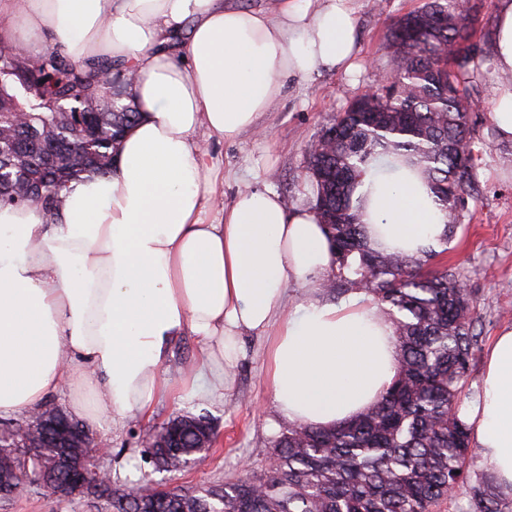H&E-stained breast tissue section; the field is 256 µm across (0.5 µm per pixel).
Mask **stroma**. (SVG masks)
Wrapping results in <instances>:
<instances>
[{
  "instance_id": "1",
  "label": "stroma",
  "mask_w": 512,
  "mask_h": 512,
  "mask_svg": "<svg viewBox=\"0 0 512 512\" xmlns=\"http://www.w3.org/2000/svg\"><path fill=\"white\" fill-rule=\"evenodd\" d=\"M425 0H353L358 52L349 73L323 72L305 81L290 83L275 111L266 113L268 139L245 137L233 142L204 140L213 163L224 174L223 192L232 196L240 179L259 176L260 186L276 191L291 206L311 204L313 188L307 174L308 147L349 102L372 88L379 76L393 66L386 45L391 23L417 10ZM474 6V39L483 54L484 71L475 73L467 92L474 103L472 148L477 192L467 204L465 217L448 244L446 258L457 266L460 282L472 300L482 325V346L468 389L481 386L487 353L500 331L512 326V142L497 140L489 119V68L497 0H470ZM243 355L222 398L201 399L182 394L159 401L150 419L134 418L119 427L106 420L90 423L96 441L108 450L101 465L115 479L137 480L149 475L161 481L163 473L142 458V440L173 416L190 412L210 418L219 438L212 458L189 467L179 478L184 486L224 480L269 464L271 438L287 420L273 406V392L266 376L267 340L247 335ZM99 501L75 498L60 501L38 489L11 501H0V512H100Z\"/></svg>"
}]
</instances>
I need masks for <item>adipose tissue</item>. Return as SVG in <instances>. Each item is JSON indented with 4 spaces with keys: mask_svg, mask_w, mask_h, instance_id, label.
Instances as JSON below:
<instances>
[{
    "mask_svg": "<svg viewBox=\"0 0 512 512\" xmlns=\"http://www.w3.org/2000/svg\"><path fill=\"white\" fill-rule=\"evenodd\" d=\"M10 43H58L76 62L130 67L140 117L108 177H83L62 220L36 207L0 209V418L31 414L70 382L75 415L120 425L150 417L184 332L199 342L183 392L221 396L244 332L269 337L278 412L331 427L367 410L392 382L391 325L366 293L310 300L287 313L288 286L320 288L335 262L313 208L245 184L205 217L222 174L197 129L224 141L266 138L263 117L286 79L349 70L351 0H0ZM491 123L512 142V0L495 16ZM368 233L391 251L434 242L443 216L416 172L368 180ZM462 414L512 485V327L497 336L481 400Z\"/></svg>",
    "mask_w": 512,
    "mask_h": 512,
    "instance_id": "adipose-tissue-1",
    "label": "adipose tissue"
}]
</instances>
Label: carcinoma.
Wrapping results in <instances>:
<instances>
[{
  "label": "carcinoma",
  "instance_id": "1",
  "mask_svg": "<svg viewBox=\"0 0 512 512\" xmlns=\"http://www.w3.org/2000/svg\"><path fill=\"white\" fill-rule=\"evenodd\" d=\"M469 0H427L389 30L398 84L381 81L354 99L309 153L314 209L336 249V268L323 282L341 299L366 292L394 328L396 374L377 403L349 422L313 427L292 422L270 441L276 465L262 474L228 478L178 493L145 480L132 488L112 481L100 496L105 512H432L459 485L472 486L471 512H512L494 465L472 448L460 416L461 392L481 336L478 316L442 264L448 239L462 223L474 186L471 100L464 85L480 54L472 42ZM0 208L42 182L58 188L38 207L55 220L61 192L84 174L112 173V153L139 116L129 97V68L96 57L75 68L61 45L37 54L0 46ZM383 157L417 170L444 214L441 250L413 254L374 245L361 191ZM43 457L0 447V475L22 492L64 453L56 432L42 435ZM184 448H149L154 469L176 477L198 452L197 432Z\"/></svg>",
  "mask_w": 512,
  "mask_h": 512
}]
</instances>
